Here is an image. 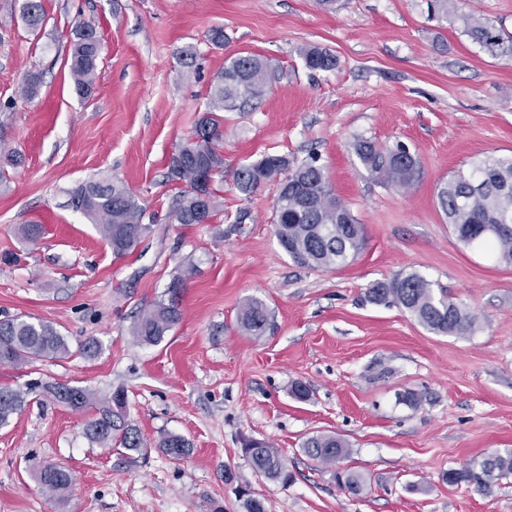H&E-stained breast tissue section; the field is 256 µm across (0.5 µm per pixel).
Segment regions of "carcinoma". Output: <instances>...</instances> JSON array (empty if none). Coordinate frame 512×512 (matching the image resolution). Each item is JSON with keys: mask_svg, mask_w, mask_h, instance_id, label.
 I'll list each match as a JSON object with an SVG mask.
<instances>
[{"mask_svg": "<svg viewBox=\"0 0 512 512\" xmlns=\"http://www.w3.org/2000/svg\"><path fill=\"white\" fill-rule=\"evenodd\" d=\"M19 14L26 27L35 32L43 28L46 14L42 0H21ZM465 32L491 54H512V40L475 16L463 18ZM70 48V74L76 94L91 96L97 78L102 43L89 22L76 23ZM305 66L314 71L336 68V57L310 48L301 50ZM274 77L270 65L251 54L230 59L224 71L211 82L203 115L192 135L171 157L168 177L179 181L180 191L170 212L176 224H210L220 208L219 189L224 180V113L234 111L261 95ZM353 152L371 178L385 187L410 188L420 178L421 165L410 147H390L364 137L351 143ZM280 175L276 201L275 235L287 237L285 252L296 264L310 269H335L357 255L365 245V234L349 208L329 187L323 167L313 157L296 163L286 155H266L240 168L235 177L238 188L249 193L265 181ZM439 205L457 238L467 246H478L497 261L512 265V157L486 158L469 172H458L437 190ZM70 204L96 225L106 245L116 256L132 253L141 238L151 230L143 223L145 208L124 184L105 178L90 180L71 193ZM372 304L405 309L429 331L465 336L476 326L475 315L448 295L444 288L417 272L399 274L388 281L373 283L365 293ZM182 319L180 299L159 300L141 311L132 327L140 343L155 345ZM270 322L267 306L251 299L242 307L239 324L252 336H261ZM68 353L64 336L50 322L31 316L0 319V364L19 366L57 359ZM43 393L74 411L93 409L96 418L85 428L87 439L102 447H114L129 460L144 455L147 444L136 426L126 419V398L122 391L100 400L88 388L53 383L42 385ZM27 403L26 393L0 388V427ZM157 447L181 459L191 452L189 441L181 435L163 434ZM305 453L324 464H333L347 454L349 444L335 434L307 438ZM252 467L273 481L286 484L293 479L288 464L263 440L241 448ZM512 475V449L493 452L474 459L460 469H450V484H465L480 494L488 493L499 480ZM39 480L57 497L67 494L71 473L62 465L44 467Z\"/></svg>", "mask_w": 512, "mask_h": 512, "instance_id": "carcinoma-1", "label": "carcinoma"}]
</instances>
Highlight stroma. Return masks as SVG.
Instances as JSON below:
<instances>
[{
    "instance_id": "35a3bbf8",
    "label": "stroma",
    "mask_w": 512,
    "mask_h": 512,
    "mask_svg": "<svg viewBox=\"0 0 512 512\" xmlns=\"http://www.w3.org/2000/svg\"><path fill=\"white\" fill-rule=\"evenodd\" d=\"M37 32L0 0V150L21 155L0 187V319L52 323L69 353L22 367L0 365V387L84 386L127 397V417L149 444L129 463L90 443V415L31 397L0 428V512H245L237 486L267 512H512V476L486 494L444 475L512 448V265L459 242L436 188L488 157L512 156V55L471 41L474 13L512 37V0H43ZM92 22L103 43L91 98L69 74L68 32ZM224 29L212 46V27ZM194 47L200 69L179 56ZM326 50L331 71L306 68L300 51ZM256 54L277 78L224 115L223 211L213 224H174L180 184L169 161L191 135L210 82L231 57ZM43 74L35 97L27 71ZM402 141L422 172L410 189L382 187L354 154L355 137ZM316 154L330 188L363 225L362 251L341 268L297 266L274 234L278 179L240 191L238 168L268 154ZM124 183L145 209L150 233L113 255L70 204L91 178ZM248 212L238 223L240 212ZM39 223L36 243L18 234ZM194 260L181 291V321L158 344L137 342L139 312L160 299L177 268ZM417 272L477 317L466 336L432 333L396 306L364 300L372 283ZM252 298L273 323L243 332ZM97 339L87 358L82 346ZM307 384L310 400L290 393ZM417 395L409 405L407 393ZM184 436L179 460L156 443ZM336 434L349 453L325 465L305 455L309 436ZM271 443L294 478L256 473L243 442ZM64 463L73 486L47 494L39 472ZM234 483H226L225 471ZM361 474L350 493L336 473Z\"/></svg>"
}]
</instances>
